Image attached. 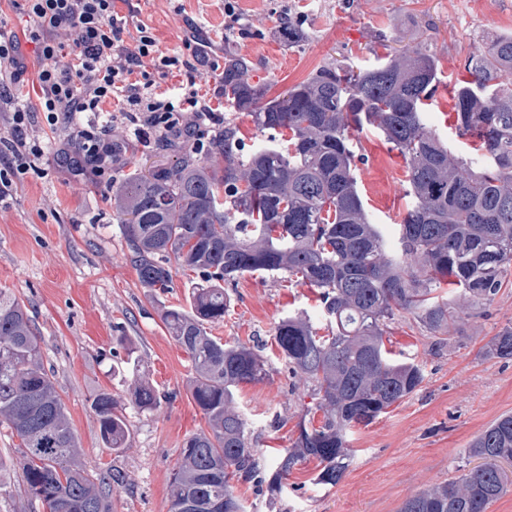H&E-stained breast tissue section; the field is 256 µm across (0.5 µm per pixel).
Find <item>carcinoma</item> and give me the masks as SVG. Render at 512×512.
Returning <instances> with one entry per match:
<instances>
[{"label":"carcinoma","instance_id":"carcinoma-1","mask_svg":"<svg viewBox=\"0 0 512 512\" xmlns=\"http://www.w3.org/2000/svg\"><path fill=\"white\" fill-rule=\"evenodd\" d=\"M251 69L224 47V100L249 113L265 139L248 146L226 123L209 144L208 162L185 155L170 168L135 170L116 191L141 285L169 287L172 260L200 277L189 308L163 316L190 358V393L208 423L181 449L170 512H245L234 483L261 473L237 392L262 381L268 368L257 347L208 332L229 311L224 285L255 273L298 276L318 290L329 330L318 334L301 313L275 328L293 376L314 388V403L269 477L275 499L293 470L311 460L319 484L338 485L350 466L347 432L420 389L422 366L386 348L392 321L410 315L445 346L459 313L491 305L512 266V34L486 39L456 79V136L474 144L467 157L427 123L442 79L437 60L419 47L367 69L324 64L272 99L249 82ZM366 128L408 161L411 204L395 246L371 223L358 190L354 133ZM487 352L512 359V327L494 336ZM131 401L143 411L159 405L154 387L142 381ZM91 407L103 445L125 448L126 418L112 392L99 390ZM0 423L21 441L30 499L47 512H112V485L121 476H94L77 463L78 439L44 368L32 319L22 301L2 291ZM468 455L479 464L411 496L399 512H487L507 492L512 414L475 436Z\"/></svg>","mask_w":512,"mask_h":512}]
</instances>
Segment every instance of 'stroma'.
I'll return each instance as SVG.
<instances>
[{"mask_svg":"<svg viewBox=\"0 0 512 512\" xmlns=\"http://www.w3.org/2000/svg\"><path fill=\"white\" fill-rule=\"evenodd\" d=\"M248 39L224 24V0H126L114 10L127 19L129 34L140 24L153 28L161 51L183 54L190 32L208 39L213 60L223 61L232 45L252 63L251 81L269 96L284 94L328 63L361 68L393 50L422 48L446 80L429 108L428 121L458 153L468 140L454 133L451 76L483 38L512 32V0H238ZM293 16L302 40L280 37L282 19ZM184 145L126 135L111 171L93 178L67 165L61 153L48 155L43 174L22 175L7 205L0 207V289L21 299L40 339L45 368L53 373L79 442V458L92 473L114 470L124 482L112 495V512H169L170 475L185 440L204 429L205 418L190 393L191 361L173 340L162 315L186 306L194 272L173 268L166 288H145L129 262L112 192L135 168L175 164ZM364 157L355 175L372 223L394 242L405 212L407 161L374 131L359 136ZM233 308L212 327L227 342L261 346L269 374L242 385L238 405L259 448L263 472L278 449L290 447L296 424L312 403L310 390L296 386L274 343V327L290 312L305 311L315 326L318 295L301 281L247 275L230 288ZM451 346L436 348L412 319L393 321L385 339L393 353L423 365L419 391L373 423L348 433L352 461L335 487L317 484L316 461L290 474L277 501L259 482H239L236 494L249 512H399L410 496L457 475L470 441L502 415L512 413V361L486 353L493 336L512 326V270L487 312L463 316ZM142 376L156 389L160 405L139 411L131 383ZM107 389L124 408L129 439L121 452L100 440L91 401ZM20 440L0 424V512H43L24 494L16 463Z\"/></svg>","mask_w":512,"mask_h":512,"instance_id":"stroma-1","label":"stroma"}]
</instances>
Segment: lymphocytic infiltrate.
<instances>
[{
    "instance_id": "f902f5d3",
    "label": "lymphocytic infiltrate",
    "mask_w": 512,
    "mask_h": 512,
    "mask_svg": "<svg viewBox=\"0 0 512 512\" xmlns=\"http://www.w3.org/2000/svg\"><path fill=\"white\" fill-rule=\"evenodd\" d=\"M21 16L26 41L0 30V103L11 107V132L0 137V203L11 195L17 175L40 173L49 142L31 136L35 119L49 129L76 127V154L83 169L105 175L115 150L109 127L123 126L135 135L193 138L204 122H219L213 95L201 92L202 70L210 66L204 41L190 39L184 56L163 54L154 34L141 27L134 45L125 39L126 21L113 0H23ZM31 44L34 67H27L22 44ZM177 70L181 79L167 91H157L152 71ZM40 88L39 107L19 101L14 89L26 72ZM93 112L97 121L77 126L78 114ZM194 140V138H193ZM193 151H202L195 141Z\"/></svg>"
}]
</instances>
